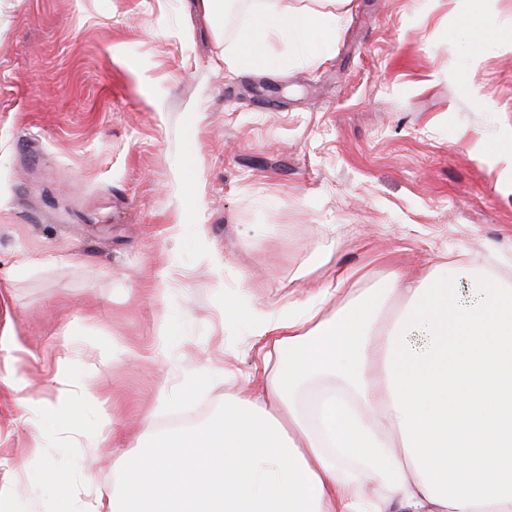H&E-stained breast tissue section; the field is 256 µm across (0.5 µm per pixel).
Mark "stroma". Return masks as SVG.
I'll use <instances>...</instances> for the list:
<instances>
[{"label":"stroma","mask_w":512,"mask_h":512,"mask_svg":"<svg viewBox=\"0 0 512 512\" xmlns=\"http://www.w3.org/2000/svg\"><path fill=\"white\" fill-rule=\"evenodd\" d=\"M479 4L512 29V0H352L327 60L244 69L259 10L324 0H0V512H58L50 469L69 512L89 472L111 500L139 441L219 413L258 360L226 302L512 258V42L470 54Z\"/></svg>","instance_id":"stroma-1"}]
</instances>
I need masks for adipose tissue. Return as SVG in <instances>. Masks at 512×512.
<instances>
[{"instance_id": "adipose-tissue-1", "label": "adipose tissue", "mask_w": 512, "mask_h": 512, "mask_svg": "<svg viewBox=\"0 0 512 512\" xmlns=\"http://www.w3.org/2000/svg\"><path fill=\"white\" fill-rule=\"evenodd\" d=\"M333 39L311 11H267L236 60L286 41L317 60ZM365 277L341 274L356 289L330 314L332 288L279 313L227 303L258 347L245 391L127 455L112 512H512V276L437 260Z\"/></svg>"}]
</instances>
